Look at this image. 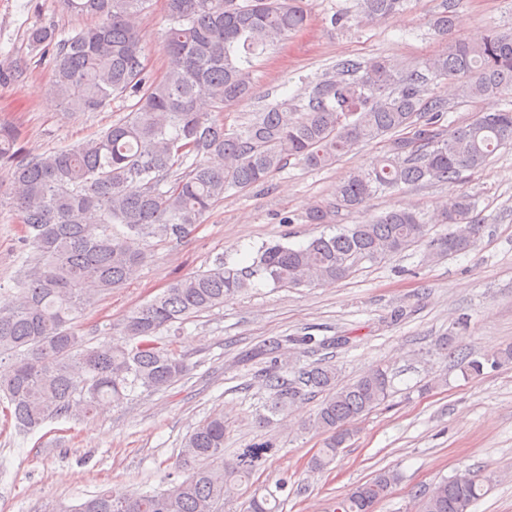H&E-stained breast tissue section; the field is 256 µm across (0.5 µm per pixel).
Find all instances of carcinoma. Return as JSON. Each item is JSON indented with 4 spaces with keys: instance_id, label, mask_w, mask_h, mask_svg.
I'll return each mask as SVG.
<instances>
[{
    "instance_id": "obj_1",
    "label": "carcinoma",
    "mask_w": 512,
    "mask_h": 512,
    "mask_svg": "<svg viewBox=\"0 0 512 512\" xmlns=\"http://www.w3.org/2000/svg\"><path fill=\"white\" fill-rule=\"evenodd\" d=\"M149 0H63L67 12L94 19L62 30L36 24L27 32L52 72L50 91L71 112H97L114 98L137 95L134 112L97 136L68 149L28 154L11 124L0 122V167L11 174L10 204L25 226L19 286L0 301V402L17 425L34 430L60 418H86L102 403L119 404L131 393L163 391L187 372L184 360L159 334L194 314L224 304L261 277L276 287L331 284L368 262L381 263L427 236L430 224L448 225L431 241L435 255L473 246L484 230L475 202L462 194L426 219L395 210L366 223L343 225L294 248L267 244L253 263L214 268L175 279L133 309L112 341L88 346L75 322L113 289L130 281L144 259L139 242L181 240L230 189L265 184L290 160L311 169L336 163L365 143L388 139L387 154L336 184L330 202L306 211L311 224H329L335 213L361 208L375 193L427 181L455 180L477 171L512 143V109L477 112L448 131L441 120L448 101L425 95V74L457 84L466 97L485 100L512 91V34L489 30L480 40L458 39L448 52L421 62L423 71L402 72L392 59H345L298 104L283 99L243 126L201 110L217 109L252 94V60L307 25L304 0H167L166 71L149 78L136 18ZM406 0H362L356 23L384 21ZM455 0H447L432 26L453 29ZM126 233L117 237L115 225ZM309 336L269 340L258 354L279 358L284 346ZM512 363V346L493 353L468 352L457 362L477 378L488 366ZM271 398L259 423L288 413L303 396L325 398L305 423L323 437L310 460L327 469L356 432L358 422L390 395L389 372L375 368L337 385V369L317 362L294 373L271 370ZM226 425L217 413L185 440L177 465L191 467L163 492L113 495L100 492L73 512H222L266 461L270 445L240 449L219 467ZM400 481L379 472L336 499L333 512H375ZM276 490L253 494L244 512H280ZM484 480L469 472L443 478L416 494V512H470Z\"/></svg>"
}]
</instances>
